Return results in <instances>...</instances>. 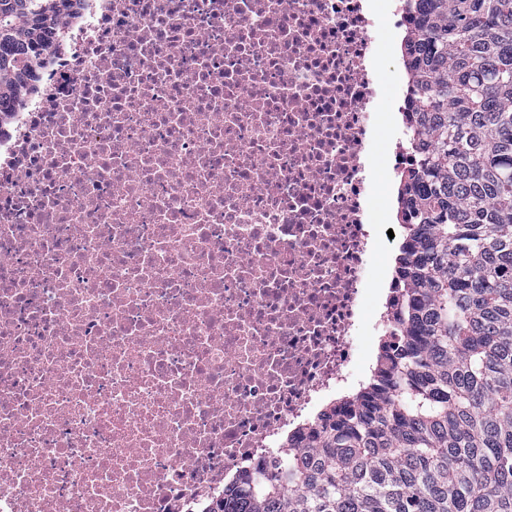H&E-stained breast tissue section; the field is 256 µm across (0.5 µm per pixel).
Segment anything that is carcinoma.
I'll return each mask as SVG.
<instances>
[{
	"instance_id": "cac0c4a2",
	"label": "carcinoma",
	"mask_w": 512,
	"mask_h": 512,
	"mask_svg": "<svg viewBox=\"0 0 512 512\" xmlns=\"http://www.w3.org/2000/svg\"><path fill=\"white\" fill-rule=\"evenodd\" d=\"M400 307L368 381L204 512H512V0H404ZM72 0H0V126Z\"/></svg>"
}]
</instances>
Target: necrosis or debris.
<instances>
[{
    "mask_svg": "<svg viewBox=\"0 0 512 512\" xmlns=\"http://www.w3.org/2000/svg\"><path fill=\"white\" fill-rule=\"evenodd\" d=\"M398 0H81L0 133V512H196L363 375ZM379 81L381 85V94L385 100L383 107L380 112L382 114V122L381 128L378 133V159H377V170H378V189L379 196L385 197L389 201V208H392L391 217L392 223L397 224L396 220V211H397V199L396 194L394 196V201L389 193V188L387 184V178L382 176L379 171L380 162L385 160L386 151L390 145L391 140V129L402 123V115L401 112H397V109L392 110V101L398 93V81L392 76L391 73H383L379 76ZM395 116V122H392V117Z\"/></svg>",
    "mask_w": 512,
    "mask_h": 512,
    "instance_id": "obj_1",
    "label": "necrosis or debris"
}]
</instances>
